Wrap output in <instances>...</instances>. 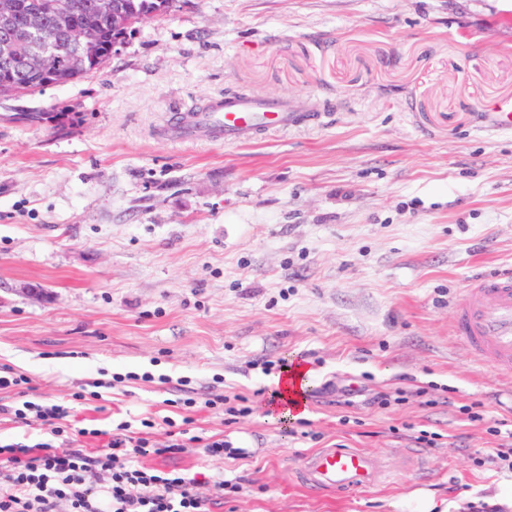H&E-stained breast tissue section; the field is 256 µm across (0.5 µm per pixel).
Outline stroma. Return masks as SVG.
Here are the masks:
<instances>
[{
  "label": "stroma",
  "mask_w": 512,
  "mask_h": 512,
  "mask_svg": "<svg viewBox=\"0 0 512 512\" xmlns=\"http://www.w3.org/2000/svg\"><path fill=\"white\" fill-rule=\"evenodd\" d=\"M234 94L307 120L247 144L166 136L170 113ZM504 104L512 0H176L97 72L0 97V366L52 398L100 383L74 426L150 416L161 445L186 416L244 449L154 458L243 477L210 512H412L420 493L512 512V473L475 461L512 422V371L475 360L453 315L512 268ZM282 358L311 374L300 423L263 412L257 363ZM218 378L248 399L236 423L205 405ZM186 392L194 411L171 407ZM334 445L388 480L310 494L300 458Z\"/></svg>",
  "instance_id": "35a3bbf8"
}]
</instances>
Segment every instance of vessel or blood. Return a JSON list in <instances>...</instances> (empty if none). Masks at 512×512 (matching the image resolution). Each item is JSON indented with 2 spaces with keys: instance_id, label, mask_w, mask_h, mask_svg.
I'll list each match as a JSON object with an SVG mask.
<instances>
[{
  "instance_id": "1",
  "label": "vessel or blood",
  "mask_w": 512,
  "mask_h": 512,
  "mask_svg": "<svg viewBox=\"0 0 512 512\" xmlns=\"http://www.w3.org/2000/svg\"><path fill=\"white\" fill-rule=\"evenodd\" d=\"M287 103L259 102L231 96L185 112L168 128L169 138H199L243 143L269 131L298 125ZM455 329L471 355L501 371L512 370V272L472 281L454 307ZM300 483L310 492H346L383 483L387 472L373 457L356 448H318L302 458Z\"/></svg>"
}]
</instances>
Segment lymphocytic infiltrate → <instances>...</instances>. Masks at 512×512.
<instances>
[{
    "mask_svg": "<svg viewBox=\"0 0 512 512\" xmlns=\"http://www.w3.org/2000/svg\"><path fill=\"white\" fill-rule=\"evenodd\" d=\"M0 391L13 394L0 415L14 434L0 437V512H208L212 499L240 493L239 478L201 480L145 465L180 452L187 431L167 419L171 439L150 440L152 420L119 419L105 428H72V400L32 394L29 380L0 367Z\"/></svg>",
    "mask_w": 512,
    "mask_h": 512,
    "instance_id": "f902f5d3",
    "label": "lymphocytic infiltrate"
}]
</instances>
